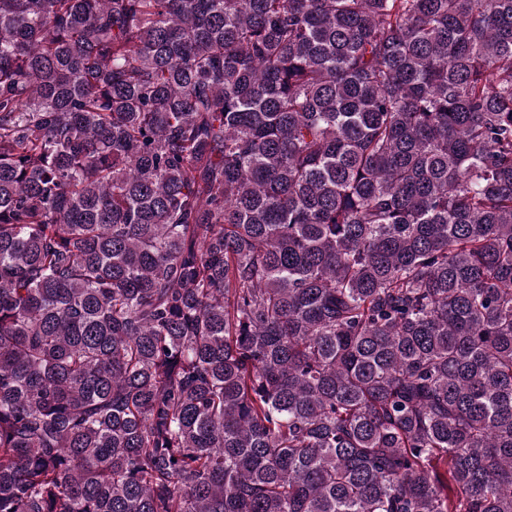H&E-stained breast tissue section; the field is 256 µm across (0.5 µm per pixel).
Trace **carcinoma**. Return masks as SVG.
Here are the masks:
<instances>
[{"label": "carcinoma", "instance_id": "obj_1", "mask_svg": "<svg viewBox=\"0 0 512 512\" xmlns=\"http://www.w3.org/2000/svg\"><path fill=\"white\" fill-rule=\"evenodd\" d=\"M0 512H512V0H0Z\"/></svg>", "mask_w": 512, "mask_h": 512}]
</instances>
